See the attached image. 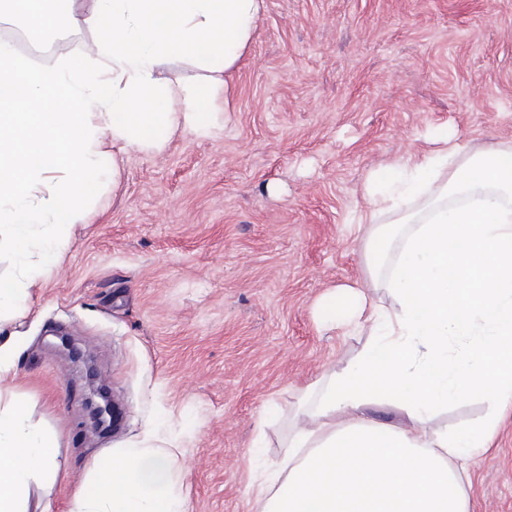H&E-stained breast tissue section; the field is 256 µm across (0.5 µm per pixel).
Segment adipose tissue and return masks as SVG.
Segmentation results:
<instances>
[{"label":"adipose tissue","instance_id":"ef3b65f1","mask_svg":"<svg viewBox=\"0 0 512 512\" xmlns=\"http://www.w3.org/2000/svg\"><path fill=\"white\" fill-rule=\"evenodd\" d=\"M264 0H0V22L43 32L86 26L90 54L35 68L0 40V250L21 272L0 279V318L29 313L39 272L58 262L105 170V141L121 150L161 147L175 128L208 132L214 92L232 99V75ZM204 69L185 84L157 75L162 62ZM361 220L370 277L386 273L396 305L359 289L343 326L365 323L363 355L313 384L288 434L279 471L261 475L262 512H472L460 473L495 434L490 415L467 430L432 426L437 408L486 394L512 403V148L465 156L458 144L371 170ZM423 200V213L410 202ZM15 347L0 342V512H54V436L22 397L3 390ZM391 406L400 419L372 417ZM144 439L98 457L70 512H186L177 448ZM41 496H34V489Z\"/></svg>","mask_w":512,"mask_h":512}]
</instances>
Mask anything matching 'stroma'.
<instances>
[{"label": "stroma", "instance_id": "obj_1", "mask_svg": "<svg viewBox=\"0 0 512 512\" xmlns=\"http://www.w3.org/2000/svg\"><path fill=\"white\" fill-rule=\"evenodd\" d=\"M233 85L217 135L123 155L30 313L0 326L17 337L16 393L57 435L55 512L151 422L183 453L187 512H257L251 485L286 453L304 390L371 340L323 325L320 299L359 285L394 302L365 269L367 173L444 135L468 154L512 147V0H265ZM55 329L120 407L111 433ZM491 409L469 396L433 424ZM470 473L473 512H512V409Z\"/></svg>", "mask_w": 512, "mask_h": 512}]
</instances>
